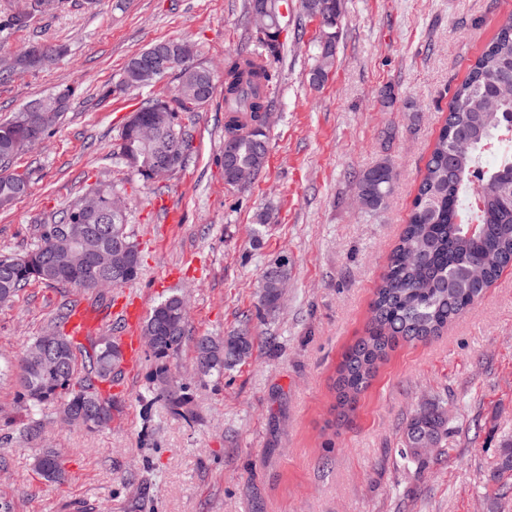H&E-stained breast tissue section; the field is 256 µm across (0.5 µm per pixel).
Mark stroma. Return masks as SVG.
<instances>
[{"label": "stroma", "mask_w": 512, "mask_h": 512, "mask_svg": "<svg viewBox=\"0 0 512 512\" xmlns=\"http://www.w3.org/2000/svg\"><path fill=\"white\" fill-rule=\"evenodd\" d=\"M0 45L66 47L47 70L0 81V121L68 87L61 123L8 166L29 193L0 211V253L21 254L41 225L97 183L114 185L127 231L142 255L135 281L81 291L31 283L0 305V365L53 325L63 300L123 327L118 299L144 310L176 290L189 334L223 335L251 314L252 355L223 377L204 378L185 344L168 366L188 402L157 391L150 349L112 384L110 427L64 424L43 407L38 438L24 432L28 405L15 380L0 378V494L16 512H62L69 496L89 512H512V474L499 475L512 440V269L461 318L427 344L399 343L355 412L331 428L333 380L343 352L362 335L388 255L405 224L456 87L512 13V0H344L336 67L310 82L321 32L300 0H288L271 101L269 152L243 187L224 182V91L183 114L192 135L187 167L145 183L115 154L128 112L145 91L113 86L128 61L168 39L194 44V64L257 47L244 0H55L28 26H5ZM389 163L393 191L367 213L362 174ZM274 219L258 227L257 215ZM288 262L275 319L256 317L264 269ZM439 403L448 440L422 473L398 455L407 421ZM52 449L65 480L44 481L31 458Z\"/></svg>", "instance_id": "35a3bbf8"}]
</instances>
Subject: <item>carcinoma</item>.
<instances>
[{"label": "carcinoma", "mask_w": 512, "mask_h": 512, "mask_svg": "<svg viewBox=\"0 0 512 512\" xmlns=\"http://www.w3.org/2000/svg\"><path fill=\"white\" fill-rule=\"evenodd\" d=\"M266 22L273 34L259 38L260 51L230 55L224 59V182L238 185L243 172L259 173L268 154L266 118L268 87L275 78L272 62L283 49L281 0H266ZM344 0H301L304 14L314 13L326 22L323 41L318 44L316 65L310 73L314 85L322 84L336 66V28ZM175 50L170 66L161 72L145 68L148 59L160 50ZM63 50L35 44L0 59V80L39 70L53 64ZM195 46L185 40L157 42L132 57L116 87L144 89L153 86L170 71L178 70V84L171 96H150L136 108L155 121L156 135L145 140L137 129L123 126L117 157L142 181L162 162L164 151L180 143L175 170L190 160L192 135L179 114L196 112L208 104L216 91L214 72L190 63ZM505 80H512V14L502 19L498 30L470 65L466 79L457 87L448 105V115L417 186L413 206L397 243L391 250L386 270L371 302V316L362 336L342 355L333 383L337 421L347 420L355 411L360 395L369 387L379 365L401 342L426 343L458 319L477 302L501 273L512 267V194L503 193L502 184L512 174V141L504 130V117L512 114V97H497ZM72 90L32 101L41 111L25 107L0 123V165H7L23 149L32 146L24 131L36 127L47 134L68 106ZM499 146L493 166L483 165L487 148ZM381 163L366 171L358 184V198L368 210H378L392 191L388 171ZM29 190L28 182L0 168V209H8ZM99 207L87 218L96 235L81 233L76 221L80 205L67 209L52 224L42 226L35 247L23 256L0 255V296L12 299L32 282L70 285L83 290L94 286L68 270L54 252L68 245L56 241L52 230L68 225L84 246L101 240L119 241L133 256L125 279L112 280V287L135 281L142 263L141 253L126 232V214L109 210L113 188L92 189ZM272 271H264L258 315L272 317L278 309L281 291L288 278V265L275 261ZM76 304L66 306L61 321L51 326L25 349L18 366V385L33 407L62 401L63 420L83 418L89 431L112 421V398L100 384L112 382L119 371L122 351L113 336L88 339V344L64 332ZM185 298L173 292L153 307L143 333L156 337L153 356L158 361L155 380H167V360L190 339ZM250 319L222 336L202 335L193 339L196 362L205 376H222L244 363L252 354ZM448 438V414L435 405L421 408L408 421L399 457L405 467L423 472L430 463L425 449L440 447ZM32 468L49 482L64 479L63 463L51 450L34 455Z\"/></svg>", "instance_id": "carcinoma-1"}]
</instances>
